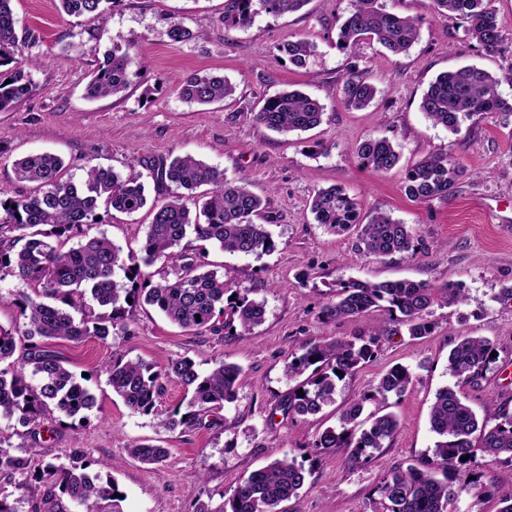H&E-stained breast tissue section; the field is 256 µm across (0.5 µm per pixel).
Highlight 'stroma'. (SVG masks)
Wrapping results in <instances>:
<instances>
[{
	"label": "stroma",
	"instance_id": "35a3bbf8",
	"mask_svg": "<svg viewBox=\"0 0 512 512\" xmlns=\"http://www.w3.org/2000/svg\"><path fill=\"white\" fill-rule=\"evenodd\" d=\"M225 0H121L103 17H70L57 0H12L26 37V55L36 58L34 90L12 111L0 112V198L25 191L13 163L32 152L60 156L71 173L103 165L136 175L153 187L151 167L171 155L191 154L245 177L266 201L275 248L260 256L232 255L209 248L207 261L251 297L265 300L264 323L251 335L214 336L172 324L156 308L129 310L133 335L108 342L55 340L52 350L76 374H88L96 405L86 420L61 419L38 448L39 455L67 461L73 451L102 461L124 494L122 512H193L197 502L222 504L239 479L265 465L272 453L296 459L308 472L299 498L287 512H383L374 487L399 463L431 457L435 436L428 415L436 392L455 384L448 352L461 335L489 338L497 353L493 369L460 387L479 418L488 404L512 410V304L496 302L512 284V124L491 117L465 119L458 134L433 125L420 110L430 82L441 73L473 65L494 74L512 68V0H492L505 37L504 51L487 54L470 44L463 23L440 15L429 0H382L387 11L418 19L420 39L408 54L394 56L378 45L349 54L336 46L337 20L351 0H309L299 12L262 16L247 28L224 25ZM179 20L192 39L171 42L166 31ZM316 43L317 56L303 68L283 60L280 43L291 38ZM121 42L145 67L126 97L89 99L87 74L95 60ZM367 70L377 88L373 103L347 108L339 91L350 69ZM214 73L237 86L220 105L196 106L176 91L190 75ZM297 89L317 98L327 120L288 136L253 121L263 98ZM386 136L401 152V166L377 174L359 166L353 146ZM447 151L463 170L448 200L410 201L404 169L423 157ZM340 187L355 197L362 216L385 211L408 224L413 251L385 258L357 254L353 241L317 224L309 209L314 190ZM149 209L112 213L94 225L124 251L139 252L151 222ZM426 281L458 284L469 301L434 308L431 335L400 333L386 339L377 358L339 382L336 403L322 414L294 420L282 404L292 387L284 375L288 358L308 343L348 337L381 312L358 319L325 320L321 309L340 280ZM123 356L161 367L190 358L200 371L216 362L239 365L244 378L236 400L209 424L167 431L158 416L184 406L185 390L167 382L155 411L134 414L112 391L103 365ZM414 369L403 397H389L398 428L389 447L368 464L348 463L345 451L316 454L313 443L334 425L355 395L375 384L393 365ZM168 448L162 466L142 464L129 445Z\"/></svg>",
	"mask_w": 512,
	"mask_h": 512
}]
</instances>
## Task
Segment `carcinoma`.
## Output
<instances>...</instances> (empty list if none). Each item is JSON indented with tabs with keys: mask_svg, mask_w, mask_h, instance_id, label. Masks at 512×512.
<instances>
[{
	"mask_svg": "<svg viewBox=\"0 0 512 512\" xmlns=\"http://www.w3.org/2000/svg\"><path fill=\"white\" fill-rule=\"evenodd\" d=\"M11 0H0V112L11 111L34 89L30 69L37 61L24 55L25 38L19 34ZM118 0H59L69 16L102 17L106 5ZM308 0H226L224 25L246 27L256 17H279L301 10ZM491 0H431L434 11L448 13L466 23L465 33L488 53L503 48V35ZM336 45L352 53L363 44L376 43L393 55L407 52L418 40L416 21L383 8L379 0H353V8L338 19ZM278 51L296 67L316 56V45L305 39H288ZM145 61L132 58L118 42L88 73L85 96L89 99L126 96ZM11 83H5V79ZM512 83V69L500 76L464 66L438 75L424 92L420 109L436 126L456 134L463 120L472 116H497L506 124L512 118V98L501 95L502 82ZM237 86L224 76L189 77L178 89L186 103L214 105L234 97ZM342 100L350 108L367 107L376 88L368 72L351 71L343 80ZM324 105L298 90H285L264 100L254 113L256 123L281 133L307 132L319 127ZM353 153L360 166L387 173L399 166L401 156L386 136L356 143ZM19 182L34 184L32 191L0 199V282L12 278L24 285L15 301L24 319L22 326H0V477H35L44 487L40 499L28 500V512H67L63 500L82 512H99L100 503H112L120 512L118 484L75 452L68 462L42 459L33 464L31 454L39 443L44 419L57 413L75 418L91 410L96 397L47 346L52 340L95 338L101 341L120 331H130L126 305L152 306L183 329L220 335L234 330L250 334L265 321L266 304L249 297L207 268L199 249L183 240L192 233L229 254L260 255L275 247L265 224L254 218L264 202L243 178L229 179L224 172L190 154L170 156L151 169L158 194L148 201L146 187L137 176H122L111 167L94 165L76 180L64 161L48 152L28 154L13 163ZM462 172L447 153L431 154L405 169V195L419 204L452 195ZM206 186L199 212L183 202L179 189L195 192ZM315 221L339 235L355 236L357 250L365 257L380 258L413 249L409 225L386 212L363 222L359 203L336 187L317 189L309 202ZM149 208L151 223L140 253L123 254L105 234L89 230L102 223L98 216L115 210L134 214ZM159 265V280L142 276L141 266ZM127 281L114 279L116 270ZM132 301H127V298ZM466 301L463 289L453 283L434 285L408 279L380 282L348 280L336 284V300L322 308L326 320L359 318L373 310L386 314L388 322L373 324L349 338L309 344L285 365V376L296 385L288 393L282 411L293 418L319 414L336 402L337 382L355 373L377 356L381 343L406 329L423 338L433 332L428 316L435 307L457 306ZM27 342L19 345L16 337ZM486 337L460 336L448 354V371L455 386L437 391L430 407V430L436 436L431 460L404 463L384 476L375 487L385 512H451L456 492L453 477L465 471L477 457L499 463L505 470L490 485L470 481L481 493L494 496L501 486L512 489V413L496 408V423L479 421L460 396L457 387L482 377L494 357ZM108 383L134 413L154 411L164 382L175 379L189 394L188 411L166 412L159 426L172 431L202 423L203 417L235 400L243 371L220 362L202 374L193 360L182 358L156 369L140 360L117 357L105 366ZM411 368L396 364L382 373L376 385L361 393L338 415L337 424L323 430L314 447L346 450L352 464H363L389 445L398 427L394 413L386 411L390 396L403 397L411 388ZM304 396H298V390ZM380 406L365 412L367 404ZM28 428L22 437L32 446L13 450L12 422ZM131 454L148 465H160L168 449L154 444H134ZM470 459L463 460V457ZM308 472L287 456L275 457L243 477L231 495L213 508L201 502L195 512H282L280 505L300 496Z\"/></svg>",
	"mask_w": 512,
	"mask_h": 512,
	"instance_id": "cac0c4a2",
	"label": "carcinoma"
}]
</instances>
